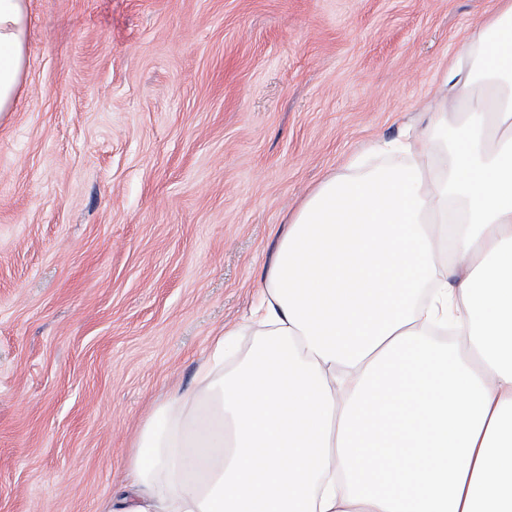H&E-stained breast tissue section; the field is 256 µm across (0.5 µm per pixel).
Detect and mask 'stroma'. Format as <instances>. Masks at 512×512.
<instances>
[{"label":"stroma","mask_w":512,"mask_h":512,"mask_svg":"<svg viewBox=\"0 0 512 512\" xmlns=\"http://www.w3.org/2000/svg\"><path fill=\"white\" fill-rule=\"evenodd\" d=\"M494 0H28L0 112V512H98L289 216L422 112Z\"/></svg>","instance_id":"obj_1"}]
</instances>
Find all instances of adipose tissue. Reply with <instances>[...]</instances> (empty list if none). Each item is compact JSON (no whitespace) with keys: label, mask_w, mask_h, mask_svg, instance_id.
Masks as SVG:
<instances>
[{"label":"adipose tissue","mask_w":512,"mask_h":512,"mask_svg":"<svg viewBox=\"0 0 512 512\" xmlns=\"http://www.w3.org/2000/svg\"><path fill=\"white\" fill-rule=\"evenodd\" d=\"M30 24L0 0V112ZM442 90L443 157L405 135L379 146L402 164L355 159L308 195L248 319L154 408L101 512H512V0Z\"/></svg>","instance_id":"ef3b65f1"}]
</instances>
